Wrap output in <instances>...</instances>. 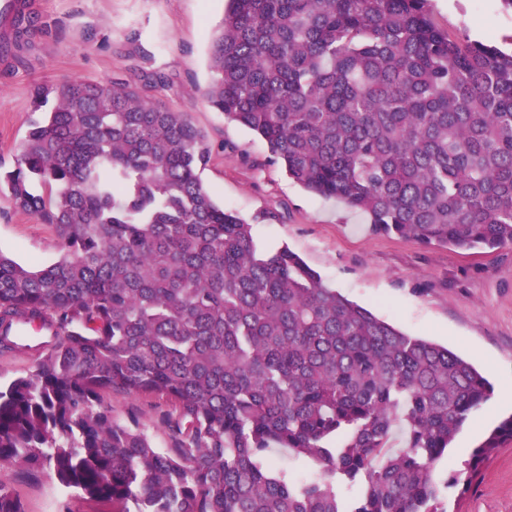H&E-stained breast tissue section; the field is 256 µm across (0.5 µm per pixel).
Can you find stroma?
<instances>
[{
    "label": "stroma",
    "instance_id": "stroma-1",
    "mask_svg": "<svg viewBox=\"0 0 512 512\" xmlns=\"http://www.w3.org/2000/svg\"><path fill=\"white\" fill-rule=\"evenodd\" d=\"M47 39L35 40L26 66H0V169L15 166L35 114L32 89L41 81H162L144 95L186 113L210 147L204 186L225 208L252 224L264 249L297 253L351 301L401 331L448 347L477 367L494 389L512 386V247L483 253L373 232L365 216L309 193L270 162L265 142L225 120L204 92L210 81L207 45L226 0H38ZM434 24L449 34L512 48V12L499 0H429ZM0 254L46 267L61 256L51 227L0 196ZM114 420L138 425L154 447L172 449L169 401L152 393H101ZM511 406L489 399L457 433L438 471L463 469L468 457ZM25 512H113L78 496L48 474L0 469ZM449 512H512V440L487 460L466 496L449 490Z\"/></svg>",
    "mask_w": 512,
    "mask_h": 512
}]
</instances>
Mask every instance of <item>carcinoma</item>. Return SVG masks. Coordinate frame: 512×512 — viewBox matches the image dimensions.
<instances>
[{
    "label": "carcinoma",
    "instance_id": "carcinoma-1",
    "mask_svg": "<svg viewBox=\"0 0 512 512\" xmlns=\"http://www.w3.org/2000/svg\"><path fill=\"white\" fill-rule=\"evenodd\" d=\"M428 0H227L205 97L305 190L424 245H512V52L452 37ZM35 19L0 55L22 65ZM0 177L48 224L42 269L0 253V353L14 323L55 335L0 387V466L47 470L129 512H448L512 437L466 471L435 465L491 384L453 350L342 295L288 248L258 249L197 170L203 133L130 83L32 92ZM159 394L170 452L112 420L101 392ZM403 436L397 448L395 434ZM0 512H25L0 480Z\"/></svg>",
    "mask_w": 512,
    "mask_h": 512
}]
</instances>
